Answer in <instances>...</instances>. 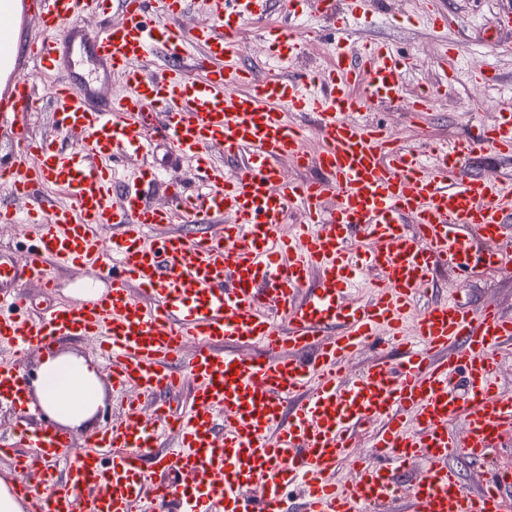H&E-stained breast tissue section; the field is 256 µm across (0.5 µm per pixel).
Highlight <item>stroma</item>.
Here are the masks:
<instances>
[{"label": "stroma", "instance_id": "stroma-1", "mask_svg": "<svg viewBox=\"0 0 512 512\" xmlns=\"http://www.w3.org/2000/svg\"><path fill=\"white\" fill-rule=\"evenodd\" d=\"M434 6L447 12V28L437 29L420 19L417 0H382L371 19L351 22L345 33L352 42L385 43L409 57L402 100L380 108L372 120L392 132L401 144L418 150L463 138L473 126L493 124L498 106L512 100V27L503 29L498 25L503 8H512V0H435ZM297 22L303 34L298 50L299 70L327 67L335 29L322 15L317 0H302ZM267 24L249 22L240 31L241 61L259 78L274 72ZM446 43L461 48L459 55L448 62L441 57ZM493 44L498 47L493 63L501 83L484 86L476 83L471 73L476 61L483 59ZM445 78L450 81L447 95L437 98L425 122L415 123L407 109V99ZM147 127L159 171V181L150 198L155 204L165 205L170 201V186L181 183L193 188L197 180L190 162L172 159L166 137L156 123L148 122ZM454 295L466 298L473 308L494 303L512 315V268L473 278L446 270L437 272L426 294L417 299L413 312L422 314L431 304ZM98 372L108 393L91 424L71 430L70 436L78 445L117 419L125 403L124 395L110 391V370L102 365Z\"/></svg>", "mask_w": 512, "mask_h": 512}]
</instances>
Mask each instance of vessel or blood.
Here are the masks:
<instances>
[{
    "instance_id": "vessel-or-blood-1",
    "label": "vessel or blood",
    "mask_w": 512,
    "mask_h": 512,
    "mask_svg": "<svg viewBox=\"0 0 512 512\" xmlns=\"http://www.w3.org/2000/svg\"><path fill=\"white\" fill-rule=\"evenodd\" d=\"M190 5L0 0V131L12 135L0 182L25 197L53 184L67 198L41 200L23 216L0 207L1 224H30L36 239L22 265L0 249V349L18 355L63 336L97 338L113 389L134 395L121 422L76 448L63 480L49 461L73 446L70 435L20 422L18 443L0 445L17 495L30 512H290L295 497L300 512H373L404 496L410 512H512V473H487L473 491L450 464L460 455L484 463L512 436V390L500 387L496 362L512 348V317L456 298L412 315L435 271L473 277L512 264L502 244L512 180L467 166L487 150L512 154V107L465 138L408 148L364 118L401 96L409 62L393 48L341 38L326 70L298 72L299 34L278 25L269 40L284 73L259 79L239 63L238 34L267 18L269 0H212V21L188 29L181 19ZM92 8L121 14L78 37L102 69L99 85L62 75L41 100L24 63L59 72L64 48L53 32ZM32 17L44 37L13 50ZM198 46L220 65L190 81L179 63ZM159 49L170 67L146 72ZM116 77L126 86L119 96ZM447 91L443 81L418 93L409 112L423 117ZM148 102L201 184L193 194L173 190L166 206L147 200L156 169L120 189L113 179L117 159L150 152ZM44 108L76 145L30 135L32 113ZM292 112L312 116L317 153L305 127L289 122ZM217 148L232 170L214 161ZM286 160L318 164L323 175L287 178ZM298 210L303 222L282 236ZM182 220L201 232H170ZM102 224L109 240L97 233ZM84 266L96 269L100 294L26 314L29 285L53 290L55 271ZM366 268L376 294L351 299ZM375 343L397 344L402 358L378 357L359 377L346 375L350 357ZM185 386L191 406H172L169 395ZM0 403L29 413L18 359L0 361ZM364 429L373 451L357 457ZM167 432L176 448L153 458ZM22 444L39 458L20 453ZM349 458L355 478L338 485L332 474ZM419 460L421 475L402 485L400 472ZM36 467L37 487L25 478Z\"/></svg>"
}]
</instances>
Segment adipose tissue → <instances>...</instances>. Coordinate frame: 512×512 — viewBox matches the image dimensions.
<instances>
[{"label":"adipose tissue","mask_w":512,"mask_h":512,"mask_svg":"<svg viewBox=\"0 0 512 512\" xmlns=\"http://www.w3.org/2000/svg\"><path fill=\"white\" fill-rule=\"evenodd\" d=\"M104 400V389L92 359L73 353L44 357L31 394L30 408L42 409L59 424L79 427Z\"/></svg>","instance_id":"adipose-tissue-1"}]
</instances>
